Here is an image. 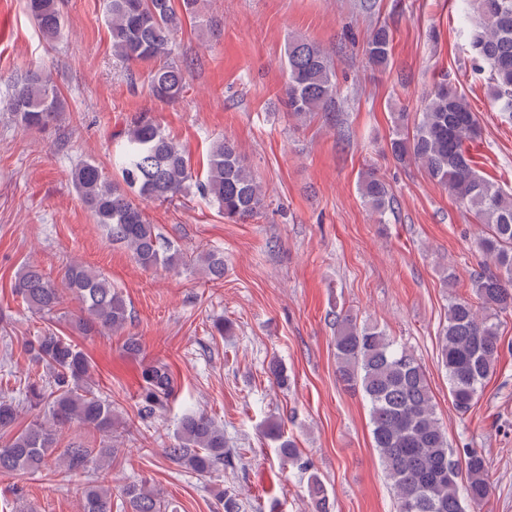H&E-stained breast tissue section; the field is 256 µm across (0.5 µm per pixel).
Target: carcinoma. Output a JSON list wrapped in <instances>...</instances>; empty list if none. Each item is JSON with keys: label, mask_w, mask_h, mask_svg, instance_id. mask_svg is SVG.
<instances>
[{"label": "carcinoma", "mask_w": 512, "mask_h": 512, "mask_svg": "<svg viewBox=\"0 0 512 512\" xmlns=\"http://www.w3.org/2000/svg\"><path fill=\"white\" fill-rule=\"evenodd\" d=\"M201 0H182L176 10L172 0H103L104 17L112 53L131 65L149 62L173 52L184 23L202 19ZM60 0H27V11L42 39L49 45L63 36ZM476 14L469 31L474 70L487 75L495 106L512 115V0H470ZM393 38L386 26L372 30L365 45L369 61L378 68L390 65ZM288 109L304 122L316 112H326L336 99V79L329 58L315 42L294 38L285 60ZM188 69L167 64L150 73V91L159 100L175 101L184 93ZM21 126L43 127L62 112L58 90L41 70H28L13 84L5 104ZM480 132L476 114L465 95L440 81L425 98L414 122L398 114L390 151L396 160H413L424 167L464 209L474 213L486 232L477 241L490 261L471 275L479 300L454 296L448 304V321L439 333L441 363L448 374V394L454 408L470 410L499 352V317L512 309V193L481 176L466 148ZM120 179L105 175L94 161L76 165L70 173L75 192L102 225L112 241L124 245L145 269L163 267L174 273L188 266L211 280L224 279V254L209 251L191 258L167 252L142 201L169 202L190 191L217 207L228 221L253 217L265 208L266 195L237 150L227 139L211 147L204 178L195 175L186 150L161 128L143 117L125 128ZM364 202L383 215L393 198L388 185L374 171L359 181ZM13 291L28 309L43 316L60 310L64 294L81 303L75 328L85 336L124 329L131 320L122 292L112 281L83 264L72 261L60 282L47 277L39 266L25 264L15 275ZM339 380L362 393L369 404L373 446L396 498V512H467L489 497L488 463L482 455L450 448L448 434L437 417L423 366L413 352L375 326L360 323L350 313L336 315L334 341ZM24 352L43 375L24 379L16 389L21 398L0 396V475L38 472L49 467L57 447L59 429L76 425L110 436L118 414L112 400L97 395L92 386L88 356L66 336L47 328L24 343ZM138 417L144 421L166 410L175 394V379L165 363L141 367ZM43 407L44 415L18 428L24 404ZM120 449L105 442L100 448L73 444L62 454L63 466L95 479L84 487L81 512H112V488L105 470ZM246 449L234 453L224 448V429L204 413H186L173 443L164 456L197 473L233 466ZM280 452L301 471L311 463L302 458L292 441ZM127 512H166L159 494L145 482L123 487ZM313 512H330L327 492L316 475L310 476Z\"/></svg>", "instance_id": "obj_1"}]
</instances>
